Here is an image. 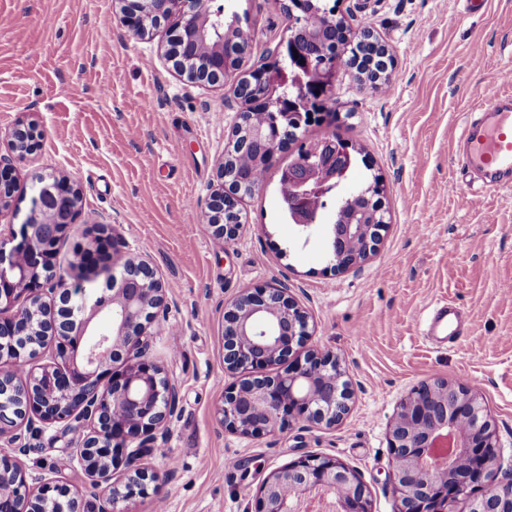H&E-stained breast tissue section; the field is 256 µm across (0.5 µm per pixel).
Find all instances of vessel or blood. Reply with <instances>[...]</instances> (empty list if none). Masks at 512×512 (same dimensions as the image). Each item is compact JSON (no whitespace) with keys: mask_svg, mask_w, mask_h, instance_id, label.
<instances>
[{"mask_svg":"<svg viewBox=\"0 0 512 512\" xmlns=\"http://www.w3.org/2000/svg\"><path fill=\"white\" fill-rule=\"evenodd\" d=\"M461 167L493 187L512 186V98L484 89L456 141ZM460 313L450 303L436 304L427 317V333L458 335Z\"/></svg>","mask_w":512,"mask_h":512,"instance_id":"b4317fda","label":"vessel or blood"}]
</instances>
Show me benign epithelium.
<instances>
[{"mask_svg":"<svg viewBox=\"0 0 512 512\" xmlns=\"http://www.w3.org/2000/svg\"><path fill=\"white\" fill-rule=\"evenodd\" d=\"M111 21L135 36L166 22L180 21L169 35L165 56L196 82L236 78L235 93L245 88L247 101H261L268 83L317 86L319 98L332 95L336 66L299 52L292 59L298 72L279 67L247 74L224 65V38L209 37L213 17L224 6L213 0H115ZM282 113L301 127L309 118L312 98L288 99ZM259 128L233 135L241 153L268 143ZM23 158L37 146L35 127L18 125L0 132V141ZM304 159L282 170L288 188L283 205L291 224L310 237L316 226L330 225L336 267L347 269L376 249L385 224L380 192L365 189V204L346 214L329 202L352 164L351 145L334 135L304 143ZM221 180L208 204L207 223L228 245L240 225L227 220L239 214L242 179L218 164ZM81 190L69 176L43 178L33 187L32 206L20 237L0 232V440L16 443L21 431L53 430L60 435L82 431L74 460L87 480L76 492L53 479L28 482L20 458L25 446L0 453V512H44L49 500L62 512H89L87 505L104 499L98 512H127L122 503L148 492L158 493L164 478L143 460L156 451L177 413L180 394L163 369L146 355L147 326L165 308V289L144 259L128 261L109 289L88 291L56 273L54 257L60 239L75 228ZM108 239L95 235L79 253L85 264L105 254ZM14 311L6 317L4 313ZM308 337V317L288 295L269 285L246 289L224 308V367L239 377L224 389L216 414L221 424L254 436L283 429L294 418L333 427L350 410L353 392L336 355L308 350L284 373L259 370L289 361ZM135 362L120 374L112 362L120 352ZM392 455L390 490L398 512H453L467 498L470 512H512V478L498 479L500 445L494 420L472 390L442 379L423 381L405 395L390 421ZM139 443L132 447L130 442ZM125 455L127 479L113 481L117 454ZM258 512H369L367 490L356 471L342 461L306 456L272 470L261 487Z\"/></svg>","mask_w":512,"mask_h":512,"instance_id":"benign-epithelium-1","label":"benign epithelium"}]
</instances>
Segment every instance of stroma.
I'll list each match as a JSON object with an SVG mask.
<instances>
[{"instance_id": "1", "label": "stroma", "mask_w": 512, "mask_h": 512, "mask_svg": "<svg viewBox=\"0 0 512 512\" xmlns=\"http://www.w3.org/2000/svg\"><path fill=\"white\" fill-rule=\"evenodd\" d=\"M355 31L367 29L392 63L391 91L338 68L336 96L277 150L260 189L239 202L243 226L230 245L207 231L218 161L244 101L233 83L193 82L164 56L168 26L142 37L113 26V0H0V130L35 124V150L16 157L0 144V166L16 177L0 226L19 231L33 186L65 174L81 188L77 228L57 245L56 267L105 290L109 271L81 274L86 226L102 225L114 262L147 258L167 290L168 310L151 324L149 356L180 388L162 503L134 497L131 512H256L275 468L303 456L334 457L356 470L369 512H396L388 486L387 431L400 399L444 379L476 392L494 418L504 465L512 466V188L466 179L453 144L486 88L512 95V0H336ZM252 42L242 71L277 61L287 20L278 0H233ZM55 23L47 27L44 16ZM480 45L482 62L471 68ZM336 133L353 147L351 186L378 182L385 211L380 242L340 271L328 226L308 237L288 223L281 169L299 142ZM278 284L309 320L306 348L335 353L352 383L351 410L333 428L291 421L244 436L222 426L216 406L224 373V305L240 291ZM466 314L455 342L422 334L432 302ZM78 435L25 434L28 478L71 490L85 474L73 459Z\"/></svg>"}]
</instances>
